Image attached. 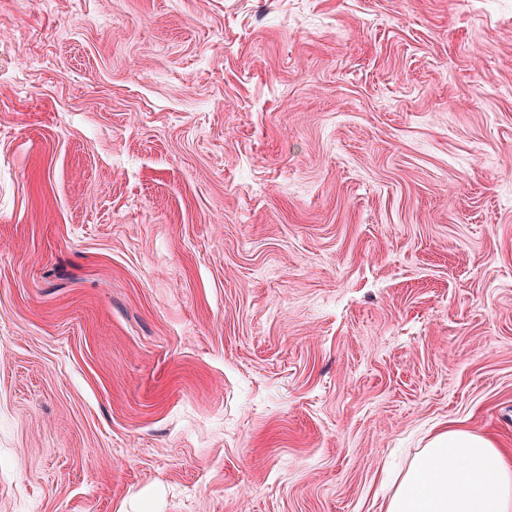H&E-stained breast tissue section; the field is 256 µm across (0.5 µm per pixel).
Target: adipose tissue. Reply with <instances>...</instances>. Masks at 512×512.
Returning <instances> with one entry per match:
<instances>
[{
  "instance_id": "obj_1",
  "label": "adipose tissue",
  "mask_w": 512,
  "mask_h": 512,
  "mask_svg": "<svg viewBox=\"0 0 512 512\" xmlns=\"http://www.w3.org/2000/svg\"><path fill=\"white\" fill-rule=\"evenodd\" d=\"M383 512H512V461L489 438L452 426L411 460Z\"/></svg>"
}]
</instances>
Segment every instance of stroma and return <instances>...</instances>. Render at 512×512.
Instances as JSON below:
<instances>
[{
	"label": "stroma",
	"instance_id": "1",
	"mask_svg": "<svg viewBox=\"0 0 512 512\" xmlns=\"http://www.w3.org/2000/svg\"><path fill=\"white\" fill-rule=\"evenodd\" d=\"M512 455V0H0V512H381ZM384 512H511L512 463L489 438L448 426L413 457Z\"/></svg>",
	"mask_w": 512,
	"mask_h": 512
}]
</instances>
